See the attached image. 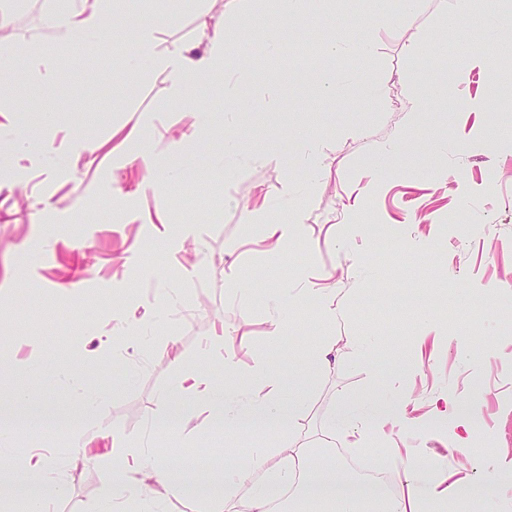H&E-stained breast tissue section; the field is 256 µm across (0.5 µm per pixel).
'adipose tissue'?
Wrapping results in <instances>:
<instances>
[{"label":"adipose tissue","mask_w":512,"mask_h":512,"mask_svg":"<svg viewBox=\"0 0 512 512\" xmlns=\"http://www.w3.org/2000/svg\"><path fill=\"white\" fill-rule=\"evenodd\" d=\"M121 2L66 0L63 7L46 14L45 23L67 41L92 40L106 29ZM171 22L168 16H144L134 35L129 63L169 82L176 100L194 105L192 89L203 80H220L230 90L246 77L247 60L235 64L230 61L223 26L201 24L198 39L202 49L194 53L179 41L162 39L163 28ZM126 138L134 143L131 161L143 163L150 173L149 188H156L158 183L181 174L176 160L186 152L183 142L173 144L170 158L160 159L152 154L146 134L139 126H132ZM247 216L250 223L259 226L262 241L278 252L288 253L295 245L299 222L285 223L269 218L263 208L249 210ZM332 294V289L327 287L278 290L269 303L272 339H279L288 329L284 308L305 305L319 310L326 318H335L336 310L329 304ZM224 373L226 382L221 385L195 369H183L179 384L162 393L160 409L152 417L153 422L172 421L181 432H189L190 415L174 418L169 414L174 401L188 393L211 404L226 437H234L241 429L251 426L279 430L283 439L280 446L273 448L264 443L253 448L250 463H225L224 491L212 498L211 512H237L241 505L247 512H269L267 489L276 484L295 486L301 499L323 505L326 512H441L452 490L447 474L426 471L414 455L405 456L399 449L389 448L380 458L381 467L392 473L389 495L362 498L347 493L349 476L338 473L326 454L314 452L306 444L307 432L302 423L304 392H288L262 363L253 368L252 388L246 395L228 386L236 377L232 357L225 356ZM381 421V416L374 411L372 398L349 400L329 413L324 436L332 441L337 432L352 434L361 426L377 425ZM97 459L104 468L114 467L119 472V481L107 483L117 510L136 501L141 512H158L167 495L185 490L184 482L175 476V465L156 458L147 443L135 444L116 433L110 448L98 454ZM144 487L155 488V495L139 498L138 492Z\"/></svg>","instance_id":"ef3b65f1"}]
</instances>
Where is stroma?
<instances>
[{"label": "stroma", "mask_w": 512, "mask_h": 512, "mask_svg": "<svg viewBox=\"0 0 512 512\" xmlns=\"http://www.w3.org/2000/svg\"><path fill=\"white\" fill-rule=\"evenodd\" d=\"M18 2L6 49L27 55L29 79L20 86L0 73V120L12 127L4 137L12 149L0 158V421L19 408L80 419L66 378L77 372L99 401L101 433L151 436L158 456L180 460L188 490L168 498L165 512H209L221 482L218 461L247 460L255 443L278 437L264 431L225 441L208 406L191 397L173 410L192 416L193 433L151 425L160 394L177 380L171 355L223 380L222 357L206 350L220 320L234 335L224 349L240 383L261 359L280 375L304 376V423L314 437L342 400H401L416 416L441 399L461 400L476 416L471 431L449 419L418 431L389 423L363 429L359 447L345 453L374 462L383 449L407 448L425 468H443L467 437L470 482L485 506L512 512V490L495 485L498 472L512 470V136L498 134L512 126V54L499 49L512 30V0H472L468 25L450 22L454 0H414L395 24L377 26L365 25V15H390L392 0H322L317 14L333 21L337 35L354 29L373 52L311 64L297 47L314 16L286 20L268 4L236 17L226 30L229 48H245L260 64L238 86V98H263L267 107L225 111L214 80L194 90L214 126L233 133L235 176L211 168V154L225 147L214 141L190 152L192 177L147 194V169L126 160L125 129L139 124L163 157L173 138L192 133L195 116L170 98L167 83L127 68V42L151 11L173 17L166 38L196 43L201 22H223L222 0H127L114 36L90 45L63 41L44 24L55 0ZM275 25L284 41L277 55L262 38ZM324 70L343 78L335 94L314 77ZM367 75L377 97L365 95ZM45 78L55 94H42ZM459 90L469 106L457 103ZM412 92L430 101L416 121L402 110ZM30 98L37 111H24ZM21 131L39 136L40 147L16 146ZM304 135L323 155L308 195L303 171L289 187L280 171ZM402 138L410 147L393 175L380 149ZM80 140L93 141L95 151L73 152ZM245 202L276 217L301 210V235L288 256L271 255L260 242L242 214ZM330 273L342 317L320 321L304 307L287 314L310 338L335 337L336 366L320 374L289 337L271 341L266 295L321 285ZM166 274L175 295L157 307L141 350L114 347L125 337L114 310L154 305L156 279ZM235 280L256 289L240 298ZM65 287L77 290V302L60 298ZM378 334L389 347L369 352L350 343ZM20 393L27 400L19 406ZM15 433L16 469L37 448L70 455L67 434ZM60 479L66 485L58 493ZM39 495L50 512L107 509L100 465L88 458L81 471H56L35 488L0 486V512H25L28 498Z\"/></svg>", "instance_id": "1"}]
</instances>
